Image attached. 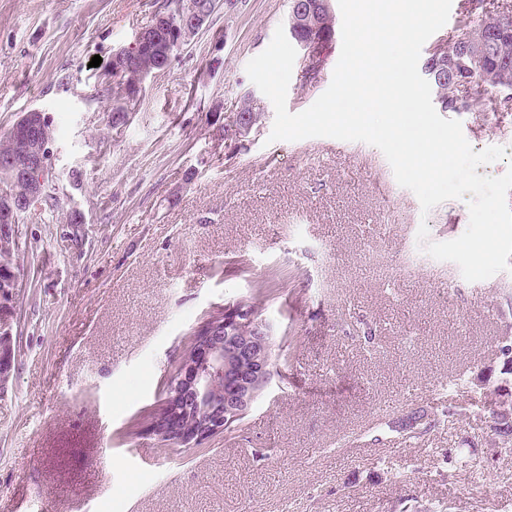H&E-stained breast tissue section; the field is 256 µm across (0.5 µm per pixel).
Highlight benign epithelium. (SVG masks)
<instances>
[{"mask_svg": "<svg viewBox=\"0 0 512 512\" xmlns=\"http://www.w3.org/2000/svg\"><path fill=\"white\" fill-rule=\"evenodd\" d=\"M237 0H211L209 9L194 11L180 17L174 24V43L167 54L172 62L175 53L202 31L218 6H236ZM313 20L315 12L304 9L300 0H292L288 19V34L296 37L299 15ZM155 28L139 31L133 41L113 52L122 60L126 70H136L139 82L127 88L131 99L139 96L148 77L154 74L153 65L141 61L140 51L152 38ZM304 72L320 76L334 45L317 37L302 40ZM448 37L439 36L429 47L421 67L425 79L432 83L448 72ZM262 119L243 118L237 112L225 116V144L244 145L249 135L260 128ZM12 140L23 145L17 153L0 155V259L12 258L19 246L17 213L27 211L43 201L48 178L53 176L54 137L52 122L47 113L32 109L23 113L10 130ZM20 279L0 281V336L9 342L6 356H0V390L7 387L12 365L14 338L13 320ZM250 325L253 336H226L224 328ZM270 327L256 319L253 310L240 302L224 308V314L204 322L195 332L192 343L185 349L179 366L167 390L166 404L153 419L152 434L164 442L183 446L199 445L221 433L235 420L245 416L271 378L268 346ZM512 413V398H494L493 427L500 417ZM192 414L195 423L188 430L177 429L178 419Z\"/></svg>", "mask_w": 512, "mask_h": 512, "instance_id": "obj_1", "label": "benign epithelium"}]
</instances>
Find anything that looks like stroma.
I'll list each match as a JSON object with an SVG mask.
<instances>
[{"label":"stroma","instance_id":"35a3bbf8","mask_svg":"<svg viewBox=\"0 0 512 512\" xmlns=\"http://www.w3.org/2000/svg\"><path fill=\"white\" fill-rule=\"evenodd\" d=\"M158 6L0 0V139L31 109L55 139L54 205L20 220L0 512H512V454L469 385L501 382L512 270L469 282L417 242L423 224L459 237L466 201L422 212L364 142H269V102L246 149L217 142L289 0L216 12L112 130V54ZM455 118L473 150L512 156V112ZM258 290L272 375L250 411L199 445L149 435L198 327ZM451 406L455 429L391 427ZM462 452L496 480L476 483Z\"/></svg>","mask_w":512,"mask_h":512}]
</instances>
